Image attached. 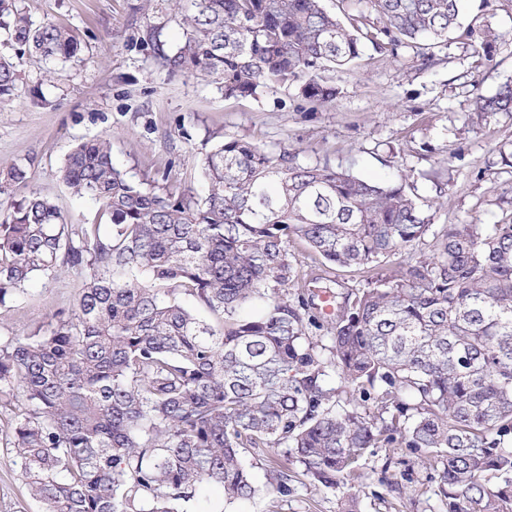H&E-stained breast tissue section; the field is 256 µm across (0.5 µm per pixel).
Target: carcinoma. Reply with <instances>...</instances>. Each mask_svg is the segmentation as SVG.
<instances>
[{
	"mask_svg": "<svg viewBox=\"0 0 512 512\" xmlns=\"http://www.w3.org/2000/svg\"><path fill=\"white\" fill-rule=\"evenodd\" d=\"M173 69L224 96L322 73L363 40L423 57L463 0H368L366 31L323 0H190ZM0 33L21 53L69 59L76 39L0 0ZM22 93L0 57V100ZM476 111L512 113V83ZM62 178L110 219L70 224L34 191L0 209V308L36 279L71 275L82 292L35 330L0 336V446L41 512H182L207 486L232 503L291 492L296 468L334 490L375 448L433 455L440 512H512V222L437 228L408 177L362 179L300 164L286 146L225 140L206 155L207 194L165 196L112 164L109 140L74 146ZM432 235L431 255L352 290L306 332L314 303L290 260L294 241L326 262L372 268ZM192 300L215 317L189 309ZM264 454L254 483L249 452Z\"/></svg>",
	"mask_w": 512,
	"mask_h": 512,
	"instance_id": "cac0c4a2",
	"label": "carcinoma"
}]
</instances>
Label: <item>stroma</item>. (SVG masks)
I'll return each instance as SVG.
<instances>
[{"instance_id": "obj_1", "label": "stroma", "mask_w": 512, "mask_h": 512, "mask_svg": "<svg viewBox=\"0 0 512 512\" xmlns=\"http://www.w3.org/2000/svg\"><path fill=\"white\" fill-rule=\"evenodd\" d=\"M36 24L69 30L80 51L67 61H36L1 46L25 92L0 103V174L26 163L28 181L0 189V206L39 192L68 222L100 218L90 197L60 178L66 153L105 137L112 162L145 188L166 195L204 194L201 163L226 138L265 149L288 146L303 163L326 161L380 182L405 173L422 200L433 201L434 225L512 220V116L486 118L476 100L512 82V0H465L460 26L422 60L414 45L390 53L365 44L353 64L325 72L340 94L334 104L305 99L299 84L258 96L225 97L211 78L163 67L150 32L165 51L184 40L182 0H19ZM40 96H32V89ZM301 282L327 280L335 293L366 287L369 270L328 268L306 244L290 246ZM79 283L63 275L29 283L28 294L0 313V334L34 328L55 308L72 304ZM434 458L409 449L377 448L362 461L351 488L316 489L305 482L270 507L266 495L224 505L218 487L190 501L188 512H340L354 495L360 512H439ZM0 512H40L17 465L0 447Z\"/></svg>"}]
</instances>
